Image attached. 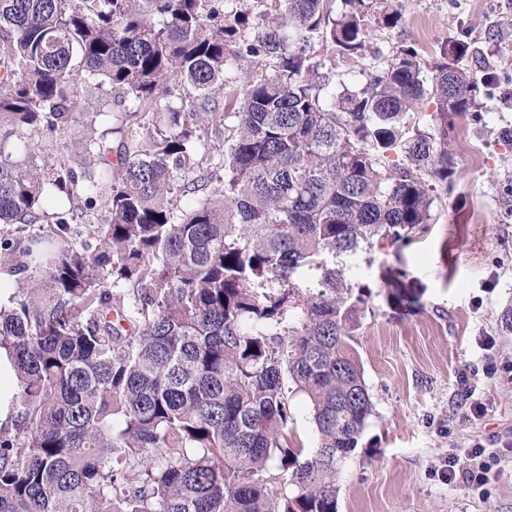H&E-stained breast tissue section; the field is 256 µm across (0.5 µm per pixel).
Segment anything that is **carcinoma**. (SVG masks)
Wrapping results in <instances>:
<instances>
[{
  "label": "carcinoma",
  "instance_id": "cac0c4a2",
  "mask_svg": "<svg viewBox=\"0 0 512 512\" xmlns=\"http://www.w3.org/2000/svg\"><path fill=\"white\" fill-rule=\"evenodd\" d=\"M256 2L0 0V224L49 225L0 243V269L26 274L0 303L17 385L0 512H337L374 404L364 299L326 255L431 223L452 119L485 77L459 39L429 66L402 48L338 92L317 45L362 57L366 0ZM96 91L120 109L80 147L93 165L38 164L31 136L64 131ZM208 155L220 188L178 206L176 173ZM105 189L84 240L60 196L91 206ZM382 281L415 303L396 271ZM292 390L311 406L307 452L288 443Z\"/></svg>",
  "mask_w": 512,
  "mask_h": 512
}]
</instances>
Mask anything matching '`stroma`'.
<instances>
[{"label":"stroma","mask_w":512,"mask_h":512,"mask_svg":"<svg viewBox=\"0 0 512 512\" xmlns=\"http://www.w3.org/2000/svg\"><path fill=\"white\" fill-rule=\"evenodd\" d=\"M401 20L369 26V51L391 55L412 47L431 62L442 45L467 34L486 70L474 112L456 120L448 151L456 162L438 186L430 223L392 245L374 242L336 256L353 294L363 295L354 346L375 413L338 476L337 512H512V461L478 490L448 484L437 470L448 451L476 442L512 444V374L487 376L476 341L497 340L498 360L512 362V144L498 136L512 126V0H388ZM81 113L53 139L34 135L39 160L75 167L78 146L100 133ZM399 271L417 302L396 304L381 274ZM470 374L487 411L464 414L460 377Z\"/></svg>","instance_id":"1"}]
</instances>
